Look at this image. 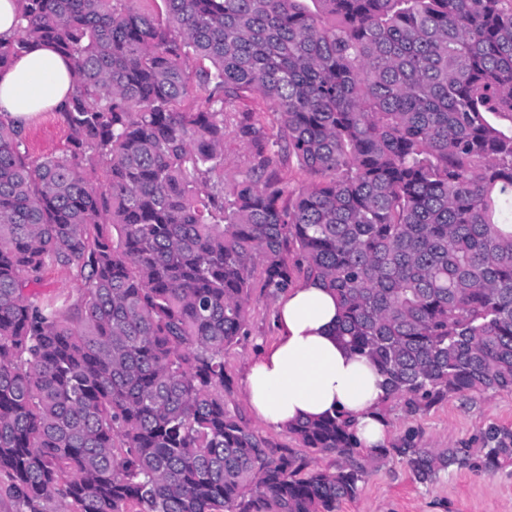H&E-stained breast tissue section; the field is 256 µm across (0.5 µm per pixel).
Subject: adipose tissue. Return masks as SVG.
<instances>
[{
  "label": "adipose tissue",
  "instance_id": "adipose-tissue-1",
  "mask_svg": "<svg viewBox=\"0 0 512 512\" xmlns=\"http://www.w3.org/2000/svg\"><path fill=\"white\" fill-rule=\"evenodd\" d=\"M70 62L46 44H30L0 69V115L26 124L39 113L60 110L71 88ZM336 296L316 280L281 294L276 341L247 366L245 392L266 427L313 420L338 412L350 416L363 447L387 443L377 413L386 395L383 379L363 357L338 338Z\"/></svg>",
  "mask_w": 512,
  "mask_h": 512
}]
</instances>
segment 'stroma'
I'll return each instance as SVG.
<instances>
[{
	"label": "stroma",
	"mask_w": 512,
	"mask_h": 512,
	"mask_svg": "<svg viewBox=\"0 0 512 512\" xmlns=\"http://www.w3.org/2000/svg\"><path fill=\"white\" fill-rule=\"evenodd\" d=\"M24 135L26 151L34 160L61 153L68 145V129L54 111L40 113L25 126ZM275 303V297L263 288L261 275H254L249 334L225 354L227 370L237 386L230 406L244 424L276 447L296 452L310 468L334 470L333 455L300 447L287 430L263 426L241 387L247 363L276 339ZM385 414L390 441L412 434L425 448H449L464 442L477 448L481 429L492 425L512 428V393L450 397L417 413L408 412L403 403L391 402ZM341 512H512V467L489 476L452 468L434 484L424 486L413 481L402 460L390 458L375 467L357 498L344 502Z\"/></svg>",
	"instance_id": "obj_1"
}]
</instances>
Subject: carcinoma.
<instances>
[{
    "mask_svg": "<svg viewBox=\"0 0 512 512\" xmlns=\"http://www.w3.org/2000/svg\"><path fill=\"white\" fill-rule=\"evenodd\" d=\"M314 2L20 0L0 69L43 42L75 74L62 154L30 160L0 116V479L23 512H339L370 460L421 485L512 465L507 427L372 450L340 415L288 427L338 458L310 470L229 407L258 264L273 296L333 290L409 412L512 392V0ZM228 128L251 149L230 198ZM52 266L76 295L37 298Z\"/></svg>",
    "mask_w": 512,
    "mask_h": 512,
    "instance_id": "obj_1",
    "label": "carcinoma"
}]
</instances>
